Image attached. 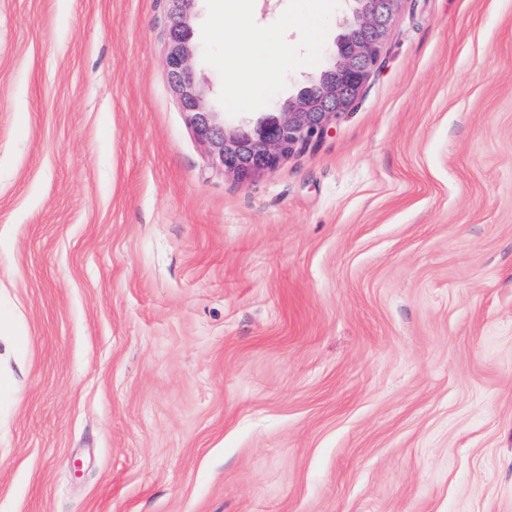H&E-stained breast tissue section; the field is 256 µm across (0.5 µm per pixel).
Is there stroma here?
<instances>
[{"mask_svg":"<svg viewBox=\"0 0 512 512\" xmlns=\"http://www.w3.org/2000/svg\"><path fill=\"white\" fill-rule=\"evenodd\" d=\"M169 26L0 0V512H512V0H406L245 182ZM194 1L166 0L171 18L165 57L168 79L198 140L224 172L242 181L273 171L295 153L315 149L342 115L354 111L406 2L355 0L353 19L329 49L333 64L295 98L283 105L274 103L255 124L227 130L224 112L202 107L205 88L190 65L192 32L185 19Z\"/></svg>","mask_w":512,"mask_h":512,"instance_id":"obj_1","label":"stroma"}]
</instances>
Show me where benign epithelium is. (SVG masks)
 <instances>
[{
    "mask_svg": "<svg viewBox=\"0 0 512 512\" xmlns=\"http://www.w3.org/2000/svg\"><path fill=\"white\" fill-rule=\"evenodd\" d=\"M166 2L171 18L165 57L170 85L198 140L224 171L245 181L276 169L295 153L316 148L342 115L354 111L407 0H355L353 19L329 49L333 64L295 98L273 104L255 124L233 130L224 127L221 113L202 107L205 88L190 65L191 29L185 22L194 0Z\"/></svg>",
    "mask_w": 512,
    "mask_h": 512,
    "instance_id": "obj_1",
    "label": "benign epithelium"
}]
</instances>
